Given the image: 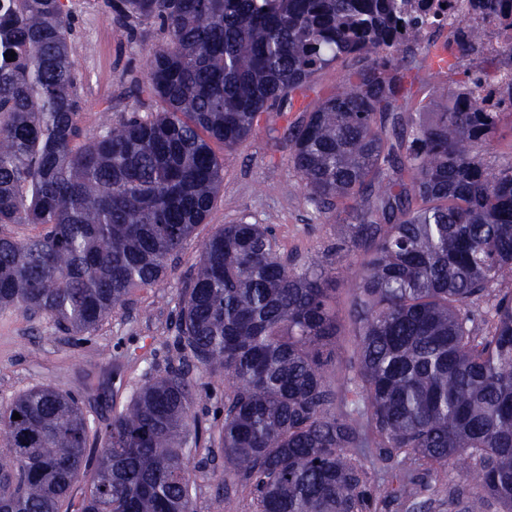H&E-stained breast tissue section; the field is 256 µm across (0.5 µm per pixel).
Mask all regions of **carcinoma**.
Wrapping results in <instances>:
<instances>
[{"label": "carcinoma", "instance_id": "carcinoma-1", "mask_svg": "<svg viewBox=\"0 0 512 512\" xmlns=\"http://www.w3.org/2000/svg\"><path fill=\"white\" fill-rule=\"evenodd\" d=\"M107 7L127 36L151 24L165 42L130 114L86 140L70 9L0 0V226L41 228L0 235V308L91 335L209 215L224 180L211 143L232 150L281 129L309 201L345 215L332 253L359 257L341 277L359 336L344 373L352 408L336 411L326 376L336 267H288L273 229L241 219L201 243L172 343L181 357L147 374L105 427L92 429L82 395L49 385L0 408V512H193L191 359L231 387L208 441L224 450L225 476L253 482L260 512H372L355 448L427 471L466 452L478 489L468 512L486 499L512 512V289L486 318L473 309L512 273V162L493 169L476 151L512 112V83L494 109L479 94L489 71L512 68V48L488 56L481 31L459 24L442 45L447 68L460 51L480 62L448 89L400 57L432 50L407 0ZM347 58L368 64L288 121L285 107ZM417 84L441 111L405 116ZM393 494L418 490L403 476Z\"/></svg>", "mask_w": 512, "mask_h": 512}]
</instances>
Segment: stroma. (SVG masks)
Segmentation results:
<instances>
[{
    "mask_svg": "<svg viewBox=\"0 0 512 512\" xmlns=\"http://www.w3.org/2000/svg\"><path fill=\"white\" fill-rule=\"evenodd\" d=\"M74 18L71 56L82 77L83 109L79 125L86 138L103 133L106 122L118 121L132 104L130 91L145 81L148 58L161 44L156 27L145 26L128 38L113 22L105 0H69ZM224 161L219 198L204 224L196 229L172 270L154 284L134 290L129 302L114 310L89 339L76 340L47 316L7 308L0 310V405L36 385L62 391L91 384L94 398L86 415L100 423L122 411L147 369L163 370L174 353L167 342L175 334L180 294L198 260L201 242L224 224L246 219L272 227L279 251L292 268L323 259L336 241L337 216L319 210L306 198L288 163V145L259 130L235 149L215 145ZM350 299L338 293L340 317L336 348L327 369L334 389H341L346 364L355 347V328L348 318ZM466 455L450 469L419 473L420 495L402 504L385 496L390 459L369 470L376 512H465L472 497ZM189 470L194 485V512H257L249 482L225 477L219 447L199 448Z\"/></svg>",
    "mask_w": 512,
    "mask_h": 512,
    "instance_id": "35a3bbf8",
    "label": "stroma"
}]
</instances>
